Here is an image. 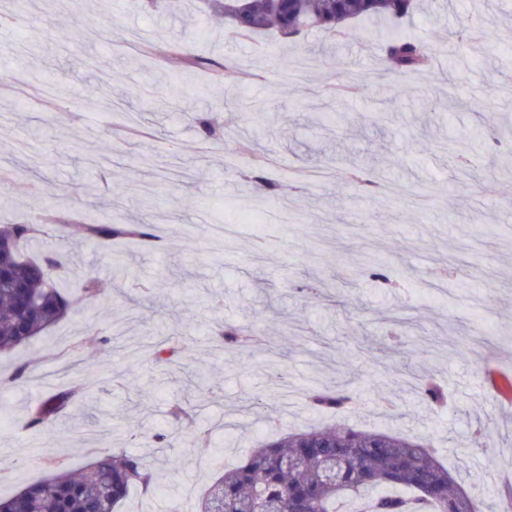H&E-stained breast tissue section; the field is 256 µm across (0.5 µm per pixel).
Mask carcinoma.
I'll use <instances>...</instances> for the list:
<instances>
[{
    "label": "carcinoma",
    "mask_w": 512,
    "mask_h": 512,
    "mask_svg": "<svg viewBox=\"0 0 512 512\" xmlns=\"http://www.w3.org/2000/svg\"><path fill=\"white\" fill-rule=\"evenodd\" d=\"M213 2L227 33L251 38L268 31L287 37L313 29L338 35L354 20L395 24L416 12L421 0ZM384 35L389 70L405 74L429 66L432 52L418 42L396 30ZM46 226L63 235L73 221L45 214L36 223L0 225V238L14 244L12 251L0 254V267L16 284L0 287V352L41 337L89 304L105 306L110 300L111 288L92 269L85 272L80 296L62 292L52 273L70 271L68 255L55 250L28 254ZM78 227L86 240L100 246L156 238L150 222L104 221L91 211L83 213ZM218 336L231 347L249 339L244 329L230 324ZM419 390L427 404L447 406V395L437 383L422 378ZM84 398L75 390L50 397L30 409L26 426L41 429L81 406ZM351 400L346 385L309 390L316 412L343 411ZM135 488L155 492V474L136 455L108 451L77 472L59 464L50 476L10 496L0 495V512H120ZM200 512H512V488L499 493L497 507L487 506L461 487L424 440L335 424L280 435L257 446L208 486Z\"/></svg>",
    "instance_id": "carcinoma-1"
}]
</instances>
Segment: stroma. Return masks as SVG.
<instances>
[{"label": "stroma", "instance_id": "35a3bbf8", "mask_svg": "<svg viewBox=\"0 0 512 512\" xmlns=\"http://www.w3.org/2000/svg\"><path fill=\"white\" fill-rule=\"evenodd\" d=\"M400 28L435 49L432 72L385 71V37L363 22L340 40L316 29L231 42L204 0H0V80L19 85L0 97V172L9 175L0 224L43 208L92 209L151 218L162 236L154 247L106 251L76 235L45 238L44 247L77 251L113 291L107 306L0 353V493L47 476L54 462L78 469L121 449L160 486L153 496L132 490L123 512H198L225 462L271 418L284 431L336 420L424 438L456 476L512 460V409L482 380L487 364L512 365V95L499 85L512 71V0H427ZM464 29L476 34L466 47L453 39ZM173 43L195 66L146 51ZM221 66L238 73L234 85L214 82ZM341 79L365 89L344 98V119L317 124ZM448 79L462 100L453 109ZM175 89L194 97V113L149 97ZM227 99L238 115L264 107L265 121L239 133L260 141L279 194L239 177L254 157L233 140L202 144L195 114ZM460 139L474 161L466 169L452 151ZM352 160L378 175L375 191L345 179ZM344 256L358 273L335 301L302 293L331 282ZM378 264L397 290L372 278ZM134 280L155 285L154 297L133 301ZM225 323L254 328L261 345L222 346L215 332ZM93 330L111 347L90 341ZM172 333L179 354L156 362ZM22 364L29 377L13 384ZM422 374L447 389V412L406 386ZM339 380L355 388L354 405L314 414L307 388ZM80 387L90 408L26 429L31 392ZM179 401L198 406L224 455L194 445L170 415ZM159 431L173 447H156Z\"/></svg>", "mask_w": 512, "mask_h": 512}]
</instances>
